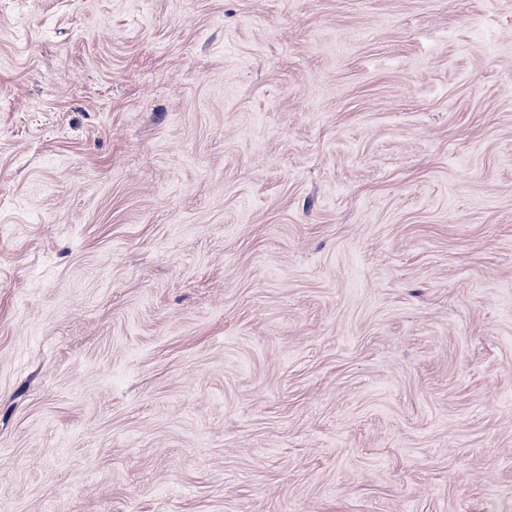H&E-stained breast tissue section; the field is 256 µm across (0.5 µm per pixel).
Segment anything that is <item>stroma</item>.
Here are the masks:
<instances>
[{
  "label": "stroma",
  "mask_w": 512,
  "mask_h": 512,
  "mask_svg": "<svg viewBox=\"0 0 512 512\" xmlns=\"http://www.w3.org/2000/svg\"><path fill=\"white\" fill-rule=\"evenodd\" d=\"M0 512H512V0H0Z\"/></svg>",
  "instance_id": "35a3bbf8"
}]
</instances>
